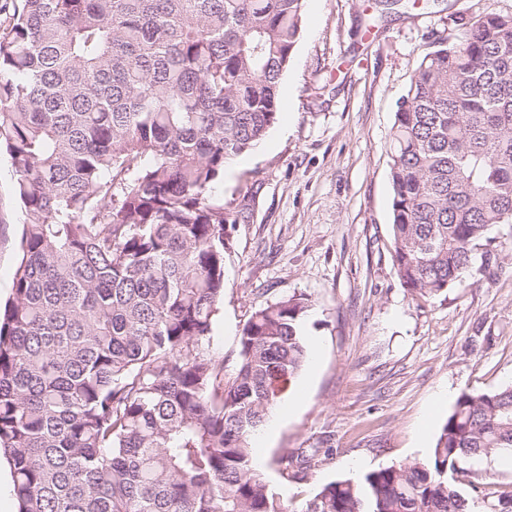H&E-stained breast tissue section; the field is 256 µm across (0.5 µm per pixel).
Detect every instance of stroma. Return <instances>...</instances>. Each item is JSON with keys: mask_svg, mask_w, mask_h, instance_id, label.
<instances>
[{"mask_svg": "<svg viewBox=\"0 0 512 512\" xmlns=\"http://www.w3.org/2000/svg\"><path fill=\"white\" fill-rule=\"evenodd\" d=\"M512 13V0H416L379 13L375 0H304L300 39L283 79L280 117L226 164L213 198L247 221L224 228V303L211 351L236 370L241 329L259 306L294 295L316 349L281 394L255 465L286 512L325 484L427 458L464 391L512 384V227L444 294L412 296L391 243L388 150L397 107L431 34L454 14ZM0 153V299L18 264L22 213ZM307 468L281 473L283 453ZM457 487L472 512L512 491V455L475 463Z\"/></svg>", "mask_w": 512, "mask_h": 512, "instance_id": "stroma-1", "label": "stroma"}]
</instances>
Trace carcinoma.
<instances>
[{
    "instance_id": "obj_1",
    "label": "carcinoma",
    "mask_w": 512,
    "mask_h": 512,
    "mask_svg": "<svg viewBox=\"0 0 512 512\" xmlns=\"http://www.w3.org/2000/svg\"><path fill=\"white\" fill-rule=\"evenodd\" d=\"M304 0H19L0 139L24 207L0 311V452L18 512H284L249 439L308 361V298L209 350L224 226L209 192L276 123ZM394 115L393 261L448 291L512 224V14L434 33ZM512 451V386L459 394L428 458L326 484L303 512H470L454 475Z\"/></svg>"
}]
</instances>
